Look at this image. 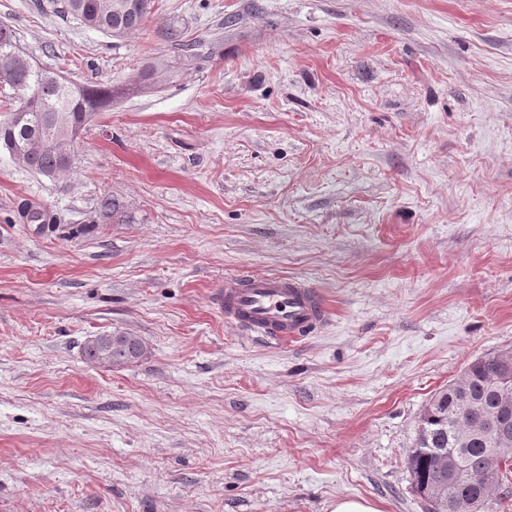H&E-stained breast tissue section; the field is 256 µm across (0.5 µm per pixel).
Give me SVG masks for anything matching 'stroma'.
I'll list each match as a JSON object with an SVG mask.
<instances>
[{
  "mask_svg": "<svg viewBox=\"0 0 512 512\" xmlns=\"http://www.w3.org/2000/svg\"><path fill=\"white\" fill-rule=\"evenodd\" d=\"M59 7L0 23L77 84L175 77L66 177L0 152V512H428L421 411L512 353V0H152L121 38ZM251 270L312 284L327 326L227 325L212 295ZM108 332L147 358L86 362ZM109 335L112 338H108ZM83 353L85 359L96 366L120 368L145 359L148 346L140 336L119 332L90 337Z\"/></svg>",
  "mask_w": 512,
  "mask_h": 512,
  "instance_id": "stroma-1",
  "label": "stroma"
}]
</instances>
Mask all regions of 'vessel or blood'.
<instances>
[{"instance_id": "vessel-or-blood-1", "label": "vessel or blood", "mask_w": 512, "mask_h": 512, "mask_svg": "<svg viewBox=\"0 0 512 512\" xmlns=\"http://www.w3.org/2000/svg\"><path fill=\"white\" fill-rule=\"evenodd\" d=\"M226 323L273 343H294L321 329L328 311L318 290L287 276H226L214 294Z\"/></svg>"}]
</instances>
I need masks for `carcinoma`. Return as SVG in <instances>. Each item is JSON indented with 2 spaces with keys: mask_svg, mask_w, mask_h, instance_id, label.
Listing matches in <instances>:
<instances>
[{
  "mask_svg": "<svg viewBox=\"0 0 512 512\" xmlns=\"http://www.w3.org/2000/svg\"><path fill=\"white\" fill-rule=\"evenodd\" d=\"M99 0H62L61 11L89 29L123 36L142 28L147 13L103 14ZM166 38L182 47L184 56L194 57L192 45L182 39L180 25L172 23ZM174 77L172 66L152 59L138 69L126 87L75 84L57 71L39 66L20 50L15 31L0 25V84L13 91L4 104L18 102L14 112L26 113L22 122H0V148L11 154L23 153L22 166L42 176L55 178L70 173L73 163L52 142L62 132L84 122L93 114L107 112L116 98L159 88ZM84 357L103 368H120L148 356L147 343L126 332L90 337L84 344ZM502 354L489 353L472 361L460 378L434 393L424 410L414 445L406 450L407 464L417 493L431 499L430 491L446 483L448 498L461 505L460 512H491L493 505L508 493L506 481L512 472V434L489 449L483 437H471L462 444L460 435L471 425L461 414L460 403L468 398L487 414L500 405L497 392L504 374ZM455 455L475 473L488 472V484L459 481L444 474L441 457Z\"/></svg>",
  "mask_w": 512,
  "mask_h": 512,
  "instance_id": "cac0c4a2",
  "label": "carcinoma"
}]
</instances>
